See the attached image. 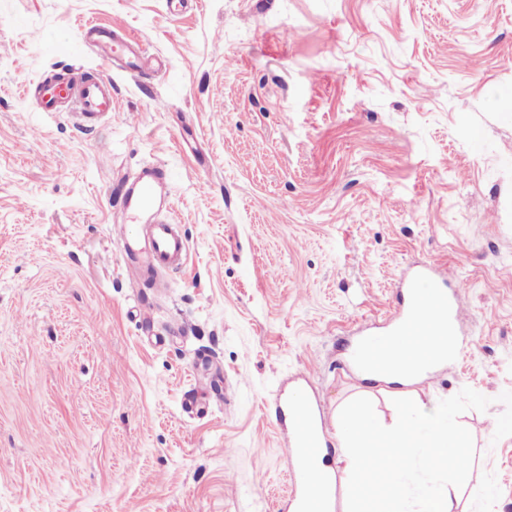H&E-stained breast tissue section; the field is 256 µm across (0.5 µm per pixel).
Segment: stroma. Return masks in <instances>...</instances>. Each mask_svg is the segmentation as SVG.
Segmentation results:
<instances>
[{
  "label": "stroma",
  "mask_w": 512,
  "mask_h": 512,
  "mask_svg": "<svg viewBox=\"0 0 512 512\" xmlns=\"http://www.w3.org/2000/svg\"><path fill=\"white\" fill-rule=\"evenodd\" d=\"M108 24L166 70L113 73L91 131L39 111ZM145 165L189 255L134 288L118 187ZM424 264L471 344L407 396L489 398L450 512H512V0H0V512H277L271 403L302 388L347 512L340 411L396 413L347 354Z\"/></svg>",
  "instance_id": "35a3bbf8"
}]
</instances>
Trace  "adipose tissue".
Listing matches in <instances>:
<instances>
[{"mask_svg": "<svg viewBox=\"0 0 512 512\" xmlns=\"http://www.w3.org/2000/svg\"><path fill=\"white\" fill-rule=\"evenodd\" d=\"M380 365H364L363 378L401 385L410 384L447 361L453 354L452 339L439 320L432 298L420 306L418 322L411 334L386 336Z\"/></svg>", "mask_w": 512, "mask_h": 512, "instance_id": "1", "label": "adipose tissue"}]
</instances>
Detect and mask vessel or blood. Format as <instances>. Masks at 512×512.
Masks as SVG:
<instances>
[{
  "label": "vessel or blood",
  "instance_id": "b4317fda",
  "mask_svg": "<svg viewBox=\"0 0 512 512\" xmlns=\"http://www.w3.org/2000/svg\"><path fill=\"white\" fill-rule=\"evenodd\" d=\"M81 38L95 46L104 69L73 68L57 74L55 78L39 81L34 96L40 111L69 110L78 126L85 128L97 125L112 110L110 65H117L127 73H139L145 67L146 53L109 26L85 28ZM172 182L170 171L145 167L124 179L119 188L124 223L147 226L146 238L129 232L120 240L124 256L141 258L140 277L146 282L155 275L180 270L187 259L189 245L177 225L169 218L152 216ZM454 283V277L435 273L430 267L416 269L406 282L408 300L394 324L396 332H404L415 324L417 307L423 296L429 294L438 304L452 336H459L461 299L453 288ZM274 406L289 434L286 450L292 484L287 503L289 512H335V473L321 474L315 483L310 480L312 467L323 458L327 444L318 405L305 394L298 398L282 394L277 396Z\"/></svg>",
  "mask_w": 512,
  "mask_h": 512
}]
</instances>
